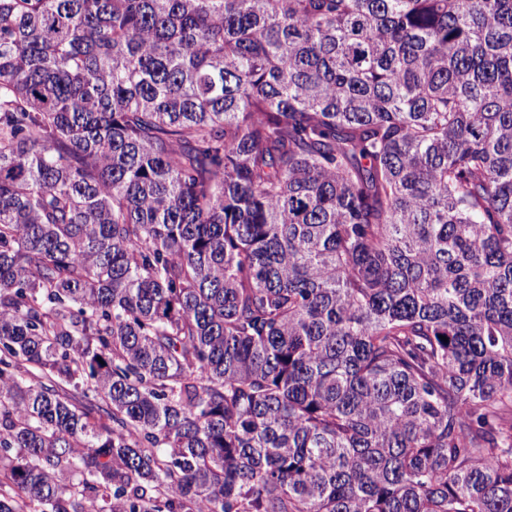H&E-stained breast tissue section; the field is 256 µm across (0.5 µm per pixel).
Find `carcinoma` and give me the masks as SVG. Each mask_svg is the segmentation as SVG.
Returning a JSON list of instances; mask_svg holds the SVG:
<instances>
[{"mask_svg": "<svg viewBox=\"0 0 512 512\" xmlns=\"http://www.w3.org/2000/svg\"><path fill=\"white\" fill-rule=\"evenodd\" d=\"M0 512H512V0H0Z\"/></svg>", "mask_w": 512, "mask_h": 512, "instance_id": "cac0c4a2", "label": "carcinoma"}]
</instances>
